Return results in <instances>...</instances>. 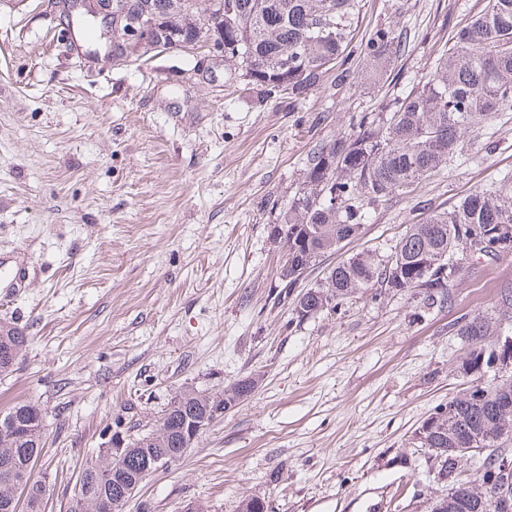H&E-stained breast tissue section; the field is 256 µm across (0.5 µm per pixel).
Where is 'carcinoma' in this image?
Segmentation results:
<instances>
[{"mask_svg": "<svg viewBox=\"0 0 512 512\" xmlns=\"http://www.w3.org/2000/svg\"><path fill=\"white\" fill-rule=\"evenodd\" d=\"M156 21V36L174 37L199 46L224 37V62L232 75L259 90L264 99H285L294 106L321 86L331 71L344 80L355 71L346 53L361 0H140ZM112 35V60L125 61L140 52L117 24L103 27ZM400 37L387 28L375 30L362 48V68L377 80L387 76L401 51ZM498 112H512V0H488L483 11L461 26L444 47L434 69L419 86L395 97L374 117L364 115L351 134L339 135L315 146L307 158L302 187L280 211L281 244L286 249L289 274L299 278L316 261L337 251V242L357 239L367 221L369 205L407 196L413 186L448 166L458 155L466 130L486 122ZM512 229V176L497 185L476 189L450 210L435 211L422 224H411L384 258L363 250L336 263L332 274L311 290L300 317L339 305L367 288L384 293L408 288L424 290L428 305L451 301L450 285L461 277L465 247L462 232L492 240L502 229ZM498 321L487 315L466 317L456 335L471 346L461 364L474 373L485 358L482 339L495 335ZM28 336L16 324L0 322V376L13 371L14 358ZM492 385L448 400L447 417L420 433L421 447L439 460L437 477L450 484L452 512H494L495 486L483 500L471 499L468 485L487 481L496 462L511 448L484 453L480 469L471 472L448 449L470 435L497 437L512 434V393L496 399L480 393ZM250 391L238 382L221 392L188 389L169 411L176 426L137 438L118 453L100 450L83 467L71 512H97L98 500H113L143 483L146 457L182 455L184 420L212 411L221 400L238 405ZM8 414L27 425L21 442L0 434V512H42L46 482L35 476L44 448V416L29 402H18Z\"/></svg>", "mask_w": 512, "mask_h": 512, "instance_id": "obj_1", "label": "carcinoma"}]
</instances>
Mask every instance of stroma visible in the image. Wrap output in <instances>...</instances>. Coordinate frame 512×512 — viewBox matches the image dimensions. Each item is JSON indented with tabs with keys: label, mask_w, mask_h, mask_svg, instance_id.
<instances>
[{
	"label": "stroma",
	"mask_w": 512,
	"mask_h": 512,
	"mask_svg": "<svg viewBox=\"0 0 512 512\" xmlns=\"http://www.w3.org/2000/svg\"><path fill=\"white\" fill-rule=\"evenodd\" d=\"M486 0H363L353 46L407 36L392 83L328 77L296 106L224 79L204 49L118 64L89 57L82 17L47 0H0V268L24 267L0 321L29 343L0 377V411L46 415L37 472L45 512H70L86 461L150 433L187 389L258 377L125 512H429L441 491L418 442L464 373L454 325L492 314L512 257L468 256L453 301L420 289L363 296L299 318L271 229L311 149L425 81L442 45ZM462 154L410 196L373 205L348 252L385 256L408 225L512 174V112L466 133Z\"/></svg>",
	"instance_id": "stroma-1"
}]
</instances>
